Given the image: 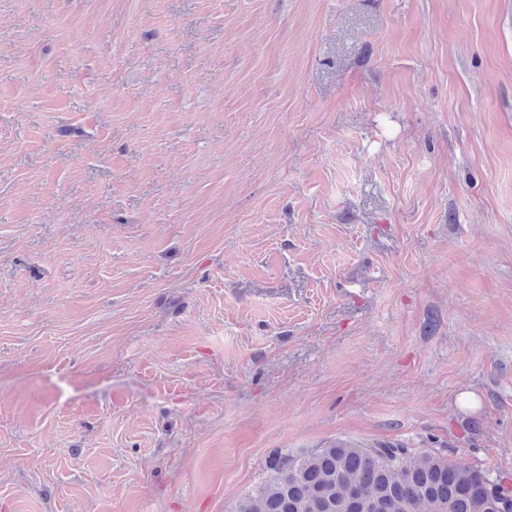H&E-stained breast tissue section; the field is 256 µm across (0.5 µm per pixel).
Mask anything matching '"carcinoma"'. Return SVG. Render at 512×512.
Listing matches in <instances>:
<instances>
[{"mask_svg": "<svg viewBox=\"0 0 512 512\" xmlns=\"http://www.w3.org/2000/svg\"><path fill=\"white\" fill-rule=\"evenodd\" d=\"M267 469L234 512H512V490L501 476L399 443L363 448L338 439L280 452ZM351 487L355 498L347 497Z\"/></svg>", "mask_w": 512, "mask_h": 512, "instance_id": "1", "label": "carcinoma"}]
</instances>
